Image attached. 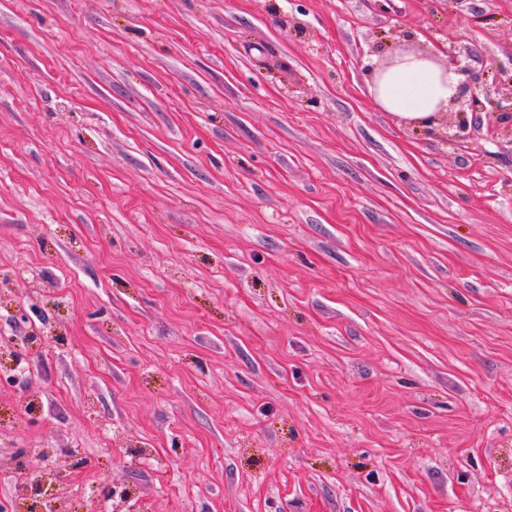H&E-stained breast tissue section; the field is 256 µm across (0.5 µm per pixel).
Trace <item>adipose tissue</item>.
<instances>
[{
	"instance_id": "obj_1",
	"label": "adipose tissue",
	"mask_w": 512,
	"mask_h": 512,
	"mask_svg": "<svg viewBox=\"0 0 512 512\" xmlns=\"http://www.w3.org/2000/svg\"><path fill=\"white\" fill-rule=\"evenodd\" d=\"M460 81L454 68L440 66L431 55L404 53L374 73L369 90L384 111L409 125L428 127L456 95Z\"/></svg>"
}]
</instances>
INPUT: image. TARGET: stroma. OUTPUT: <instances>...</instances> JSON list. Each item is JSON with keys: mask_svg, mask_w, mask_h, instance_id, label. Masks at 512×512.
<instances>
[{"mask_svg": "<svg viewBox=\"0 0 512 512\" xmlns=\"http://www.w3.org/2000/svg\"><path fill=\"white\" fill-rule=\"evenodd\" d=\"M512 0H0V499L512 512V135L371 68Z\"/></svg>", "mask_w": 512, "mask_h": 512, "instance_id": "stroma-1", "label": "stroma"}]
</instances>
